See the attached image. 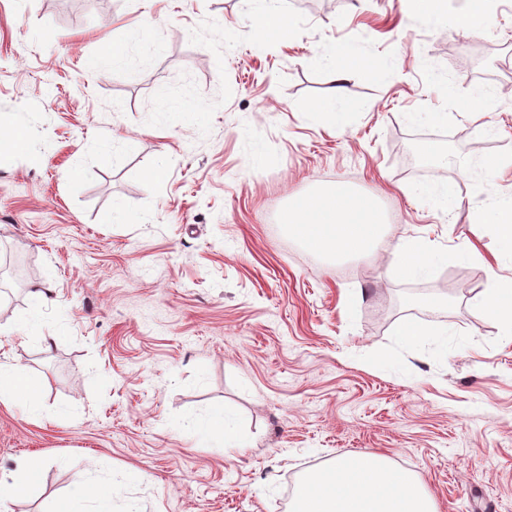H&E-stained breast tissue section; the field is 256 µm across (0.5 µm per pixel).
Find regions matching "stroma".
I'll list each match as a JSON object with an SVG mask.
<instances>
[{
	"instance_id": "35a3bbf8",
	"label": "stroma",
	"mask_w": 512,
	"mask_h": 512,
	"mask_svg": "<svg viewBox=\"0 0 512 512\" xmlns=\"http://www.w3.org/2000/svg\"><path fill=\"white\" fill-rule=\"evenodd\" d=\"M453 11L456 28H433L404 0H283L259 33L240 0H0V253L21 267L0 301V361L42 403L0 402V472L40 465L9 512H56L88 471L114 475L115 512H279L307 471L365 449L411 473L438 512H512V338L474 311L490 273L467 256L493 236L468 208L447 224L406 193L434 178L476 193L456 169L421 173L412 138L512 152V0H494L487 36L463 34L481 22L476 0ZM155 40L149 67L106 63ZM325 44L365 107L347 130L304 109L334 88ZM444 71L451 99L432 82ZM478 79L503 93L493 140L461 115ZM158 108L170 121L154 133ZM427 111L453 118L403 119ZM111 133L130 150H99ZM337 186L377 195V254L330 263L289 235L293 200ZM116 202L132 223H113ZM413 238L438 241L447 262L401 275L393 251ZM38 285L47 350L13 333ZM408 322L453 327L465 347L403 348ZM227 407L248 447L203 448L181 425Z\"/></svg>"
}]
</instances>
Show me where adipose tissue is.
Returning a JSON list of instances; mask_svg holds the SVG:
<instances>
[{
	"label": "adipose tissue",
	"instance_id": "obj_1",
	"mask_svg": "<svg viewBox=\"0 0 512 512\" xmlns=\"http://www.w3.org/2000/svg\"><path fill=\"white\" fill-rule=\"evenodd\" d=\"M512 173V153L492 158H470L465 177L480 189L478 198L464 201L456 181L422 184L416 193L434 213L451 218L468 208L474 224L491 227L496 242L490 253L471 247L468 256L480 263L512 265V190L496 187L498 178ZM385 219L374 197L353 195L344 189L320 191L296 200L288 212L289 232L306 248L340 258L374 252L384 241ZM447 257L435 249L411 242L398 248L397 264L403 276H427ZM478 311L492 314L512 335V280L491 277L476 301ZM201 441H218L227 448H243L247 439L233 409L215 414L197 410L186 420ZM117 489L112 475L78 478L76 489L61 512H100ZM292 512H436L431 497L413 475L393 468L373 450L337 458L326 469L307 474Z\"/></svg>",
	"mask_w": 512,
	"mask_h": 512
}]
</instances>
